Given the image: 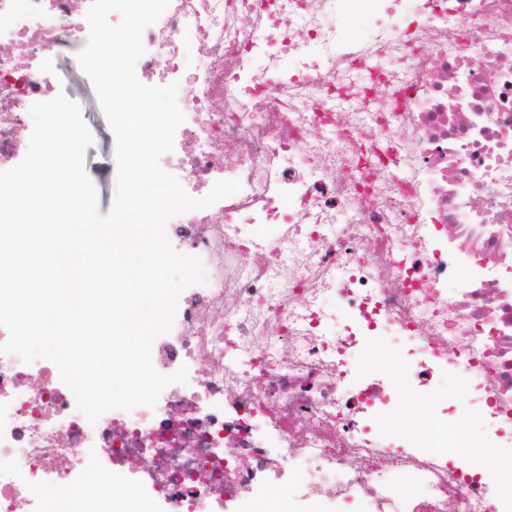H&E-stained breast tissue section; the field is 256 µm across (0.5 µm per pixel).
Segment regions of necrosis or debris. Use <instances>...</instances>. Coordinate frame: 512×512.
<instances>
[{"instance_id": "4bbe7bcc", "label": "necrosis or debris", "mask_w": 512, "mask_h": 512, "mask_svg": "<svg viewBox=\"0 0 512 512\" xmlns=\"http://www.w3.org/2000/svg\"><path fill=\"white\" fill-rule=\"evenodd\" d=\"M90 2L0 0V171ZM353 11L366 38L337 26ZM143 42L138 79L178 83L185 115L163 167L194 198L241 183L170 221L205 281L152 361L187 381L92 424L54 363L0 354V512H44L33 487L63 498L90 473L151 512H242L295 473L306 512H512L491 471L512 460V0H170ZM369 336L402 386L356 374ZM451 374L466 398L428 423L439 450L377 430ZM463 420L482 431L461 462Z\"/></svg>"}]
</instances>
